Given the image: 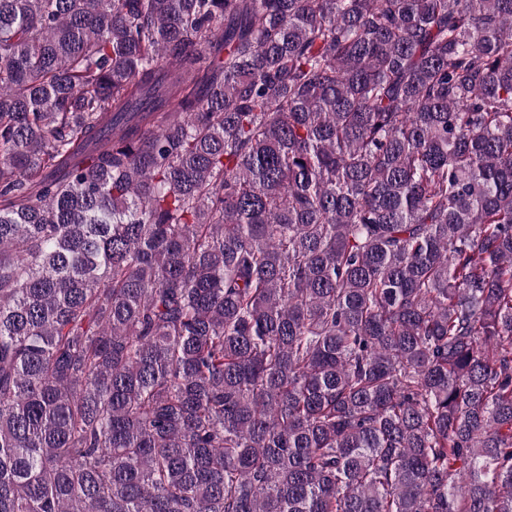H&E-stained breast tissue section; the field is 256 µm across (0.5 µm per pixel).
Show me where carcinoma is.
I'll list each match as a JSON object with an SVG mask.
<instances>
[{"instance_id":"cac0c4a2","label":"carcinoma","mask_w":512,"mask_h":512,"mask_svg":"<svg viewBox=\"0 0 512 512\" xmlns=\"http://www.w3.org/2000/svg\"><path fill=\"white\" fill-rule=\"evenodd\" d=\"M0 512H512V0H0Z\"/></svg>"}]
</instances>
